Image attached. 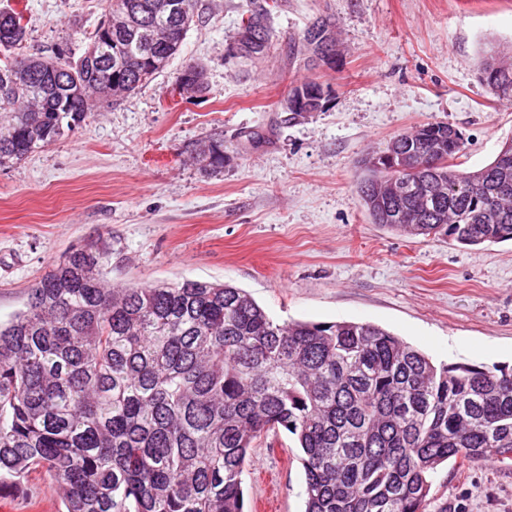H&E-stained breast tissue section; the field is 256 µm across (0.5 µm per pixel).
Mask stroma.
<instances>
[{
  "label": "stroma",
  "mask_w": 512,
  "mask_h": 512,
  "mask_svg": "<svg viewBox=\"0 0 512 512\" xmlns=\"http://www.w3.org/2000/svg\"><path fill=\"white\" fill-rule=\"evenodd\" d=\"M246 0H199L201 22L154 80L98 101L61 140L0 170V321L69 248L112 236L113 285L200 280L249 292L275 320L368 322L435 363L512 366V241L461 246L372 223L355 163L428 122L463 133L460 163L491 162L512 136V105L476 77L477 51L512 40V0H277L272 48L226 61ZM108 0H0L24 13L26 50L80 58ZM335 17L344 51L324 71L332 99L290 119L280 58L288 34ZM190 62L209 88H175ZM258 133L252 141L250 133ZM224 141V167L188 151ZM288 433L256 443L243 476L251 512H303L304 473ZM448 512H512V468L441 465L431 490ZM7 512H61L47 473L0 487Z\"/></svg>",
  "instance_id": "35a3bbf8"
}]
</instances>
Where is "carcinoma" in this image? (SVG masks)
Wrapping results in <instances>:
<instances>
[{
	"label": "carcinoma",
	"instance_id": "obj_1",
	"mask_svg": "<svg viewBox=\"0 0 512 512\" xmlns=\"http://www.w3.org/2000/svg\"><path fill=\"white\" fill-rule=\"evenodd\" d=\"M268 0H247L261 49ZM202 19L198 0H111L72 63L25 51L23 13L0 12V169L52 145L87 116L93 88L126 94L162 73ZM339 45L319 16L288 37L285 62ZM479 78L512 104V47L486 46ZM180 88L208 89L190 63ZM288 93L318 111V78ZM450 123L395 135L358 162L373 223L462 245L512 240V137L476 170ZM224 168V139L195 146ZM112 236L70 248L0 323V476L44 470L63 512H246L254 444L284 430L300 448L304 512H430L438 466H512V367L436 365L367 322L274 321L241 288L199 280L114 287Z\"/></svg>",
	"mask_w": 512,
	"mask_h": 512
}]
</instances>
